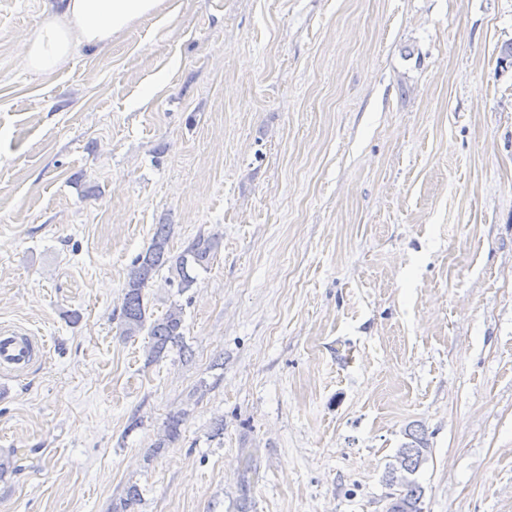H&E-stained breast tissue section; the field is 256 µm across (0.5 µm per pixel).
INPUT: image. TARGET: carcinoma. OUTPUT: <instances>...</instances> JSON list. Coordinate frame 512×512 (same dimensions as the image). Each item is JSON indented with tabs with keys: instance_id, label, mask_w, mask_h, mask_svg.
<instances>
[{
	"instance_id": "carcinoma-1",
	"label": "carcinoma",
	"mask_w": 512,
	"mask_h": 512,
	"mask_svg": "<svg viewBox=\"0 0 512 512\" xmlns=\"http://www.w3.org/2000/svg\"><path fill=\"white\" fill-rule=\"evenodd\" d=\"M171 235L172 225H156L149 246L135 259L124 288L121 335L131 338L146 333L150 363L168 357L171 352L188 359L192 357V350L186 342L183 308L173 305L163 315L151 318L145 303L147 288L156 274L165 268L169 273V285L177 287L180 293L189 290L196 282L194 272L209 268L219 248L217 237L200 233L175 256L169 250ZM184 419L183 412L168 416L155 448H164L177 440ZM405 436L407 441L400 445L387 465V485L396 488L395 502L399 512H422L424 489L414 475L428 461L432 450L423 430L408 428ZM141 501L142 491L132 483L126 486L119 501L112 504L111 512H136Z\"/></svg>"
}]
</instances>
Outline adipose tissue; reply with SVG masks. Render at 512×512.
<instances>
[{
	"label": "adipose tissue",
	"mask_w": 512,
	"mask_h": 512,
	"mask_svg": "<svg viewBox=\"0 0 512 512\" xmlns=\"http://www.w3.org/2000/svg\"><path fill=\"white\" fill-rule=\"evenodd\" d=\"M165 0H48L45 16L26 39L28 69L58 70L77 44L106 46L137 22L157 17Z\"/></svg>",
	"instance_id": "obj_1"
}]
</instances>
